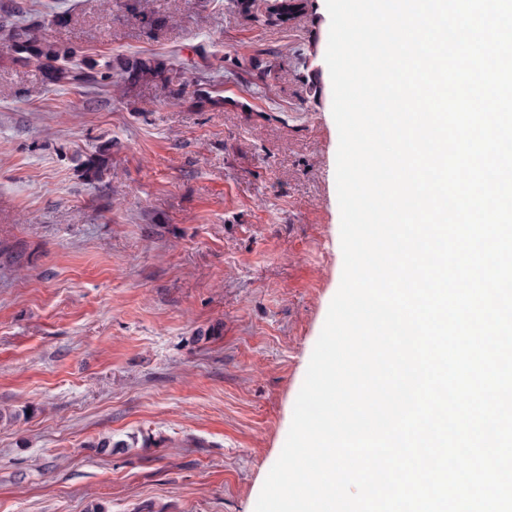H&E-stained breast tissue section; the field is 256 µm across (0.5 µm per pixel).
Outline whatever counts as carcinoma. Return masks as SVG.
<instances>
[{
    "label": "carcinoma",
    "mask_w": 512,
    "mask_h": 512,
    "mask_svg": "<svg viewBox=\"0 0 512 512\" xmlns=\"http://www.w3.org/2000/svg\"><path fill=\"white\" fill-rule=\"evenodd\" d=\"M125 8L141 25L159 32L174 21L171 16H157L138 8V0H127ZM28 10L18 3L0 15V54L10 61L32 67L42 76L48 86L82 88L85 91H100L113 86L123 96L132 86L151 79L158 82L167 96L175 101L185 97L188 87L195 85V103L220 106L224 96L213 87L192 83L183 67H168L151 59L116 55L94 58L79 55V50L70 43L51 40L41 29L44 22L25 19ZM49 24L65 27L70 22V11L59 5L49 7L46 13ZM112 158V143L100 145L97 150L77 159L81 177L89 182L100 181Z\"/></svg>",
    "instance_id": "1"
}]
</instances>
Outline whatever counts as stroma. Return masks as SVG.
I'll use <instances>...</instances> for the list:
<instances>
[{
	"mask_svg": "<svg viewBox=\"0 0 512 512\" xmlns=\"http://www.w3.org/2000/svg\"><path fill=\"white\" fill-rule=\"evenodd\" d=\"M123 3L66 0L48 34L191 69L224 104L0 59V512H254L343 269L326 0L285 28L140 0L175 18L156 34ZM106 142L85 183L76 156ZM112 158L111 143L100 145L97 150L82 158L80 156L76 162L81 177L89 182L100 181L107 171Z\"/></svg>",
	"mask_w": 512,
	"mask_h": 512,
	"instance_id": "35a3bbf8",
	"label": "stroma"
}]
</instances>
